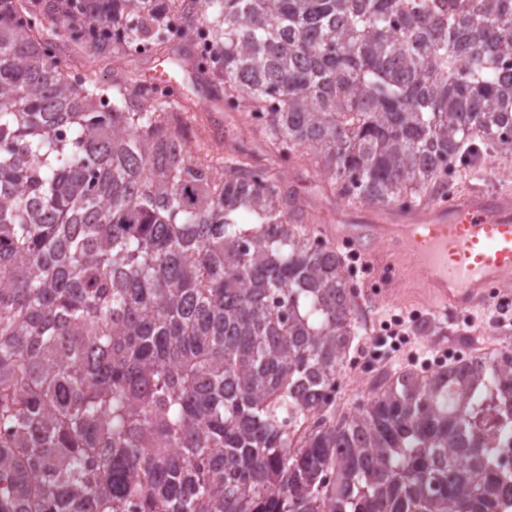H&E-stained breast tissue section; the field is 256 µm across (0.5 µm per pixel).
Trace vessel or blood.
<instances>
[{
  "label": "vessel or blood",
  "mask_w": 512,
  "mask_h": 512,
  "mask_svg": "<svg viewBox=\"0 0 512 512\" xmlns=\"http://www.w3.org/2000/svg\"><path fill=\"white\" fill-rule=\"evenodd\" d=\"M364 264L410 257L417 285L440 314L467 312L512 289V193L475 189L425 209L387 208L372 224L335 225Z\"/></svg>",
  "instance_id": "vessel-or-blood-1"
}]
</instances>
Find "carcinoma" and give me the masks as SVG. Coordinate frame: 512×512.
Returning <instances> with one entry per match:
<instances>
[{"label":"carcinoma","mask_w":512,"mask_h":512,"mask_svg":"<svg viewBox=\"0 0 512 512\" xmlns=\"http://www.w3.org/2000/svg\"><path fill=\"white\" fill-rule=\"evenodd\" d=\"M171 12L210 94L350 203L512 157V0H0V512H496L512 351L308 421L360 336L345 258L175 101L55 61L159 52Z\"/></svg>","instance_id":"cac0c4a2"}]
</instances>
